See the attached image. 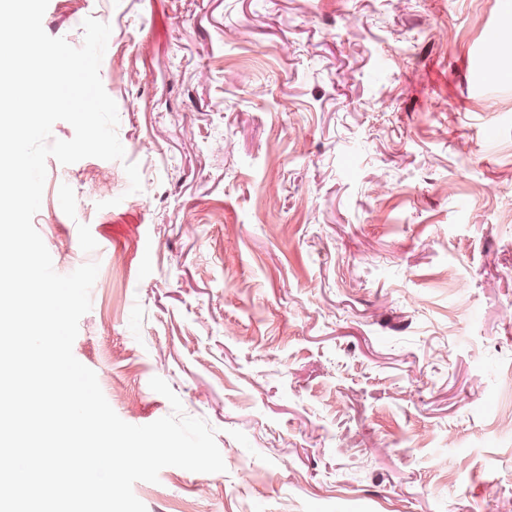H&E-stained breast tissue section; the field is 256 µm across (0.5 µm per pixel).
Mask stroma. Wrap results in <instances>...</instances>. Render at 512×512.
I'll return each instance as SVG.
<instances>
[{"label": "stroma", "mask_w": 512, "mask_h": 512, "mask_svg": "<svg viewBox=\"0 0 512 512\" xmlns=\"http://www.w3.org/2000/svg\"><path fill=\"white\" fill-rule=\"evenodd\" d=\"M88 17L125 159L48 158L33 225L57 273L100 265L73 354L116 414L170 415L161 377L226 465L136 482L147 512H512V0H49L43 28Z\"/></svg>", "instance_id": "1"}]
</instances>
